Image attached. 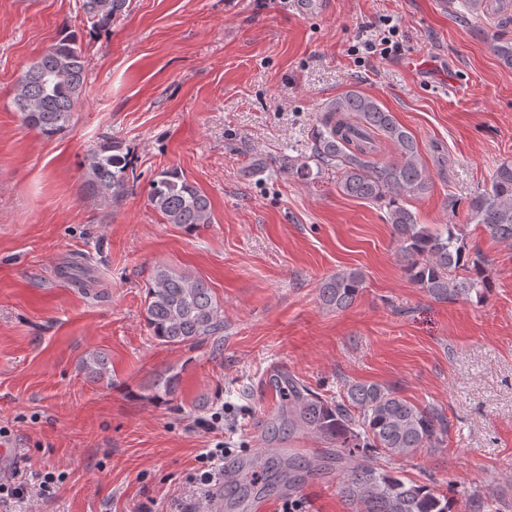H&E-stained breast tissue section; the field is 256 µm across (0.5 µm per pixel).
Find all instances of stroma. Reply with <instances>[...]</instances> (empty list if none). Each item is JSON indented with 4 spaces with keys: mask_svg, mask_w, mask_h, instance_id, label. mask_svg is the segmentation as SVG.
I'll list each match as a JSON object with an SVG mask.
<instances>
[{
    "mask_svg": "<svg viewBox=\"0 0 512 512\" xmlns=\"http://www.w3.org/2000/svg\"><path fill=\"white\" fill-rule=\"evenodd\" d=\"M82 0H0V426L13 455L0 476L67 473L31 512H136L185 499L194 457L211 437L197 418L245 405L236 422L243 461L306 459L302 512H349L327 444L278 418L273 375L342 394L352 381L395 388L445 410V447L397 464L458 500L494 498L512 512V244L471 223L468 202L512 160V67L489 49L512 43V18L462 0H128L96 33ZM392 16L399 55L355 61L348 48ZM76 36L87 87L67 134L47 139L13 106L19 75L47 48ZM375 98L416 138L433 179L410 201L419 223L454 224L494 259L480 302L436 301L405 276L385 207L344 195L336 173L288 172L309 153L323 106L347 91ZM118 141L134 183L120 203L93 196L85 166L101 139ZM174 169L211 202L196 229L166 223L149 204ZM86 257L90 288L74 281ZM170 267L204 277L224 309L220 340L159 344L144 321L145 291ZM360 269L350 307L322 306L318 285ZM111 383L80 369L90 351ZM179 369L166 403L148 384Z\"/></svg>",
    "mask_w": 512,
    "mask_h": 512,
    "instance_id": "stroma-1",
    "label": "stroma"
}]
</instances>
